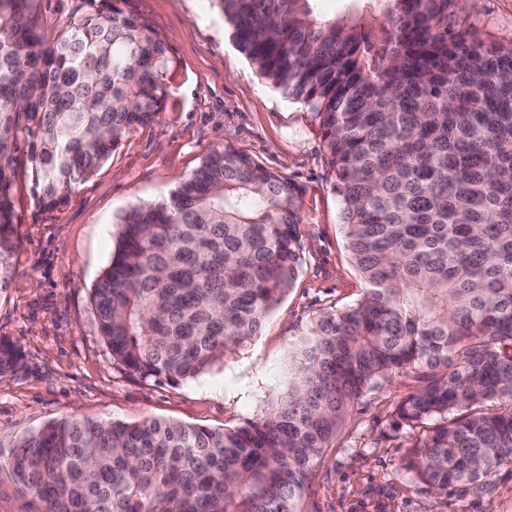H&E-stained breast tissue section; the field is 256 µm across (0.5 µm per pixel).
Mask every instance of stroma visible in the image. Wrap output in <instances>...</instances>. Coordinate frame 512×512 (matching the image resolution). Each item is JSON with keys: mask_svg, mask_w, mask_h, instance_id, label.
Listing matches in <instances>:
<instances>
[{"mask_svg": "<svg viewBox=\"0 0 512 512\" xmlns=\"http://www.w3.org/2000/svg\"><path fill=\"white\" fill-rule=\"evenodd\" d=\"M145 22L169 59L161 110L135 126L112 158L80 184L68 204L36 206L18 151L14 207L18 245L12 280L0 297V340L20 358L0 374V512H37L15 483L14 444L61 419L150 418L211 428L262 415L292 383L291 344L324 311L363 295L346 247L326 148L311 112L266 84L236 49L211 0H119ZM489 45H512V0H476L454 16ZM303 188L300 267L261 332L205 374L177 385L131 375L112 361L98 333L92 286L117 246L116 218L131 206L166 199L225 146ZM414 386L400 376L355 404L304 490L303 512H512V471L490 494L441 497L404 469L409 434L390 426Z\"/></svg>", "mask_w": 512, "mask_h": 512, "instance_id": "1", "label": "stroma"}]
</instances>
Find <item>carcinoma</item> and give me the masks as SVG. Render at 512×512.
Segmentation results:
<instances>
[{"label":"carcinoma","mask_w":512,"mask_h":512,"mask_svg":"<svg viewBox=\"0 0 512 512\" xmlns=\"http://www.w3.org/2000/svg\"><path fill=\"white\" fill-rule=\"evenodd\" d=\"M47 46L38 0H0V293L16 248L19 141L37 204H67L157 111L166 49L112 0ZM259 77L308 106L363 298L313 318L288 392L232 429L62 420L16 442L39 512H301L350 407L394 375L392 426L425 491L512 470V46L455 27L459 0H381L380 39L348 6L212 0ZM302 187L227 146L161 203L117 218L93 286L100 336L133 375L194 379L257 335L299 267Z\"/></svg>","instance_id":"obj_1"}]
</instances>
